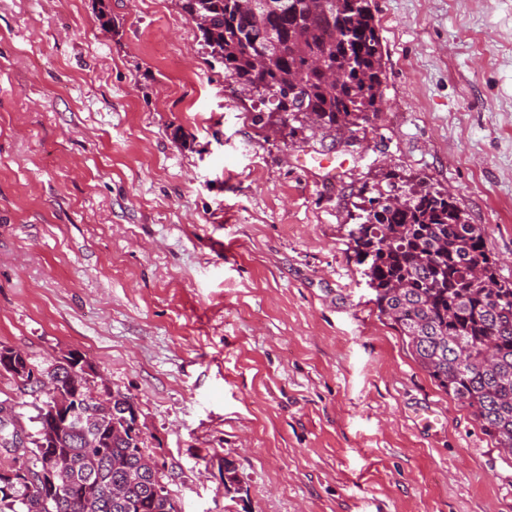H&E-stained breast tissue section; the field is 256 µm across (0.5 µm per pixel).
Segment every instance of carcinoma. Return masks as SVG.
<instances>
[{"label":"carcinoma","mask_w":512,"mask_h":512,"mask_svg":"<svg viewBox=\"0 0 512 512\" xmlns=\"http://www.w3.org/2000/svg\"><path fill=\"white\" fill-rule=\"evenodd\" d=\"M226 76L260 105L254 121L288 130L352 131L381 111L385 62L371 0H181ZM322 57L343 72L339 83L312 64ZM298 88L291 97L275 92ZM361 223L349 231L365 266L372 302L407 338L413 355L438 386L471 410L482 431L512 455V283L500 279L481 229L454 199L423 182L389 181L359 196ZM63 364L42 370L64 390L90 391L96 381L68 379ZM36 431L21 455L46 467L39 396ZM134 405L116 392L87 409L101 424L62 431L52 479L27 483L0 467V512H179L149 454ZM224 490L237 493L233 461L224 459Z\"/></svg>","instance_id":"cac0c4a2"}]
</instances>
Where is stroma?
<instances>
[{
    "mask_svg": "<svg viewBox=\"0 0 512 512\" xmlns=\"http://www.w3.org/2000/svg\"><path fill=\"white\" fill-rule=\"evenodd\" d=\"M372 12L382 112L289 139L180 0H0V344L132 397L180 512H512V455L379 318L348 239L396 173L512 280V0Z\"/></svg>",
    "mask_w": 512,
    "mask_h": 512,
    "instance_id": "35a3bbf8",
    "label": "stroma"
}]
</instances>
